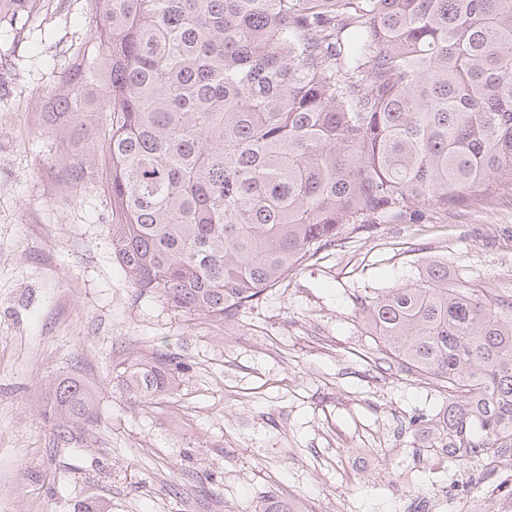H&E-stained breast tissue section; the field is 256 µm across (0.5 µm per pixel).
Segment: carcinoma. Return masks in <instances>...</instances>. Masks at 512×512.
Returning a JSON list of instances; mask_svg holds the SVG:
<instances>
[{"mask_svg": "<svg viewBox=\"0 0 512 512\" xmlns=\"http://www.w3.org/2000/svg\"><path fill=\"white\" fill-rule=\"evenodd\" d=\"M40 0H0L21 36ZM48 126L66 186L102 175L131 287L226 320L375 219L417 223L512 183V0H86ZM390 360L453 401L421 451L512 453V295L431 262L364 307ZM187 370L158 353L123 389L151 401ZM55 436L101 421L77 377Z\"/></svg>", "mask_w": 512, "mask_h": 512, "instance_id": "1", "label": "carcinoma"}]
</instances>
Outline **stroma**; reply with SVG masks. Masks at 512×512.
Listing matches in <instances>:
<instances>
[{"mask_svg":"<svg viewBox=\"0 0 512 512\" xmlns=\"http://www.w3.org/2000/svg\"><path fill=\"white\" fill-rule=\"evenodd\" d=\"M84 0H42L22 41L0 28V512H485L512 475L417 450L448 406L440 381L387 365L364 305L434 260L476 290L512 292V185L447 216L342 231L335 245L225 321L186 313L127 282L100 185L67 189L42 120L64 49L90 35ZM188 370L145 403L117 377L157 352ZM75 376L102 419L61 446L48 418Z\"/></svg>","mask_w":512,"mask_h":512,"instance_id":"1","label":"stroma"}]
</instances>
